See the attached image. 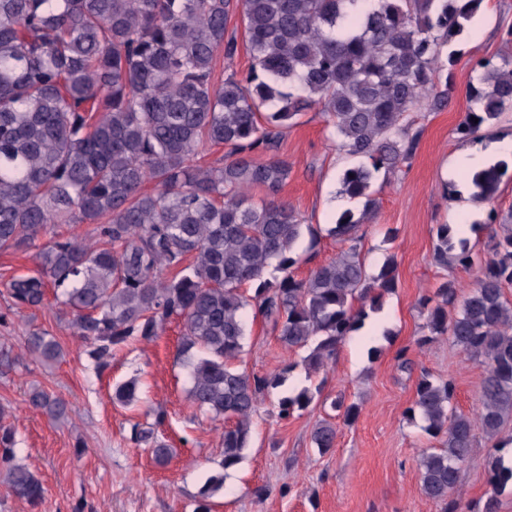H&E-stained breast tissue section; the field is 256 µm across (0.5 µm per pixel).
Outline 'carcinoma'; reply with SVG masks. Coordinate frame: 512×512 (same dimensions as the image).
<instances>
[{"mask_svg":"<svg viewBox=\"0 0 512 512\" xmlns=\"http://www.w3.org/2000/svg\"><path fill=\"white\" fill-rule=\"evenodd\" d=\"M483 0H0V249H36L39 270L12 280L10 307L39 308L47 289L65 307L69 325L99 367L132 341L151 342L173 319L182 322L180 353L190 371L189 399L224 418L222 471L207 477L193 512H212L209 498L224 486L251 436L257 406L282 385L280 374L258 376L234 365L251 305L289 350L308 349L305 369L326 367L382 298L395 292L394 261L367 273L359 227L376 210L373 185L411 158L419 132L410 113L443 110L450 101L441 73L443 48L462 36ZM239 13L253 66L214 79L218 51L232 59L229 16ZM469 84L464 137L512 109V68L482 58ZM332 123L336 149L355 160L340 175L341 193L364 200L346 210L327 235L348 243L305 279L292 268L303 230L293 207L275 200L288 179L279 139L307 111ZM228 158L196 163L206 145ZM508 167L494 164L471 177L472 199L492 202ZM149 182L152 190L145 189ZM268 199L255 202L253 189ZM54 224H94L96 237L43 241ZM434 261L481 275L448 318L452 282L427 306L434 338L480 360L484 373L473 415L452 405L451 379L422 376L407 410L425 430L443 436L421 459L425 494L459 512L452 498L475 442V428L498 438L512 419V231L481 259L450 227H436ZM253 290L247 297L244 286ZM25 351L45 364L63 351L35 333ZM320 389L302 388L278 401V418L307 409ZM115 399L137 400L136 383ZM30 408L55 421L67 403L34 389ZM0 408V477L9 493L39 506L40 479L16 458L14 435ZM155 422L133 427V440L164 466L170 448ZM311 442L321 454L335 446L336 426L318 423ZM492 493L481 512H499L498 493L512 465L490 463Z\"/></svg>","mask_w":512,"mask_h":512,"instance_id":"carcinoma-1","label":"carcinoma"}]
</instances>
